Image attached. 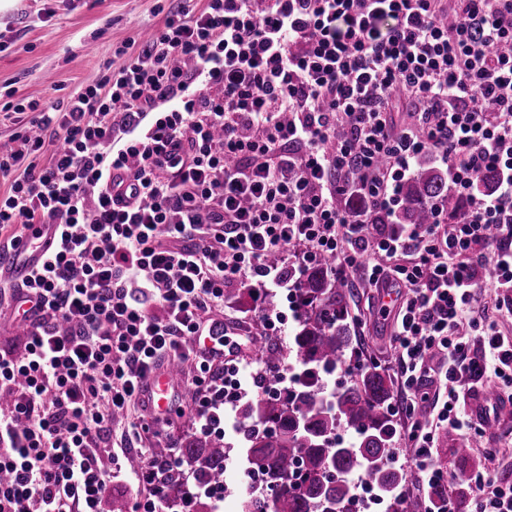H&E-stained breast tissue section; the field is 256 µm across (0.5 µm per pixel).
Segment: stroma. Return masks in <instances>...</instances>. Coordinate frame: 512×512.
<instances>
[{"instance_id":"35a3bbf8","label":"stroma","mask_w":512,"mask_h":512,"mask_svg":"<svg viewBox=\"0 0 512 512\" xmlns=\"http://www.w3.org/2000/svg\"><path fill=\"white\" fill-rule=\"evenodd\" d=\"M171 0H13L0 11V142L20 125L5 109L9 99L64 101L99 80L125 42L159 28ZM351 316L362 361L392 371L388 339L394 317H381L376 291L353 279Z\"/></svg>"}]
</instances>
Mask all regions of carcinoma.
<instances>
[{
    "mask_svg": "<svg viewBox=\"0 0 512 512\" xmlns=\"http://www.w3.org/2000/svg\"><path fill=\"white\" fill-rule=\"evenodd\" d=\"M447 188L444 171L427 163L418 165L403 184L402 224H423L429 204ZM329 259L302 271L296 288L298 317L293 343L299 358L294 384L281 394L248 399L239 407L240 443L245 467L265 476L264 493H249L244 512H348L352 491L345 475L361 467L365 478L389 505L388 512H408L403 490L415 484V473L393 465V398L388 375L376 365L360 361L357 337L351 334V284L333 273ZM257 287L250 285L226 293L228 300L249 307ZM270 375L283 361L275 344L259 349ZM341 371L349 381L325 391L327 378ZM340 429L350 432L341 442ZM230 448L220 439L186 440V461L196 482L224 483ZM448 502V487L440 486L413 503L414 512H434Z\"/></svg>",
    "mask_w": 512,
    "mask_h": 512,
    "instance_id": "cac0c4a2",
    "label": "carcinoma"
}]
</instances>
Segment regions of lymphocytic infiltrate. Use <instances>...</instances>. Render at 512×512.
Returning <instances> with one entry per match:
<instances>
[{"label":"lymphocytic infiltrate","instance_id":"lymphocytic-infiltrate-1","mask_svg":"<svg viewBox=\"0 0 512 512\" xmlns=\"http://www.w3.org/2000/svg\"><path fill=\"white\" fill-rule=\"evenodd\" d=\"M117 54L67 104L16 103L29 124L0 148V255L21 261L39 224L59 236L26 279L0 281V306L28 331L23 348L0 347V512H102L119 478L142 491L134 512L218 508L220 489L163 494L158 473L178 456L104 470L112 420L175 360L195 371L193 434L239 433L258 372L232 359L215 372L190 342L214 336L225 288L253 281L291 298L326 258L371 287H405L390 337L405 395L392 411L407 422L408 466L445 484L440 429L485 436L466 394L512 385V338L470 313L479 289L512 291V0H179ZM401 99L414 125L394 121ZM426 154L448 174L430 223L371 233ZM489 169L498 181L479 191ZM353 195L361 210L339 207ZM275 252L281 265L267 261ZM435 354L448 399L418 421ZM467 480L468 502L446 512H512L511 479Z\"/></svg>","mask_w":512,"mask_h":512}]
</instances>
